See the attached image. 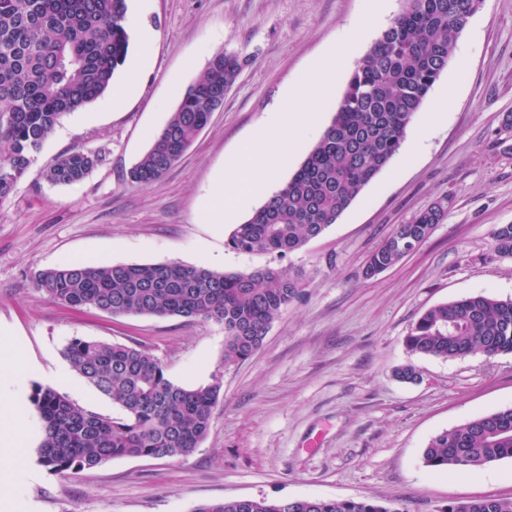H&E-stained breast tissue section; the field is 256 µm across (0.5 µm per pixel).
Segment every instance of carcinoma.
Segmentation results:
<instances>
[{"label":"carcinoma","instance_id":"carcinoma-1","mask_svg":"<svg viewBox=\"0 0 512 512\" xmlns=\"http://www.w3.org/2000/svg\"><path fill=\"white\" fill-rule=\"evenodd\" d=\"M402 12L358 59L336 112L288 183L243 223L228 246L280 257L302 248L336 223L366 185L384 170L404 140L430 89L448 66L453 46L484 0H403ZM126 0H0V207L63 117L103 97L126 60ZM240 57H211L166 125L130 170L148 186L194 143L231 87ZM97 156L72 151L44 172L52 185L82 181ZM448 207L442 199L400 224L369 256L372 278L426 241ZM494 252L512 257V224L493 231ZM36 287L74 311L111 315L202 317L224 325V365L246 361L260 348L273 320L302 293L299 275L265 267L224 273L171 264L72 265L43 270ZM409 353L441 360L471 354H512V299L477 294L426 310L405 337ZM71 369L121 413L88 410L49 386L30 396L43 421L38 464L56 475L97 468L128 457L174 459L206 438L219 402L220 382L184 386L161 361L123 344L74 338L62 350ZM512 458V407L442 432L429 442L424 464L455 471ZM312 507H284L282 499L212 501L194 512H401L363 499H310ZM444 512H512V498L452 502Z\"/></svg>","mask_w":512,"mask_h":512}]
</instances>
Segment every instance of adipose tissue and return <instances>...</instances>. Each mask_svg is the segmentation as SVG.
I'll use <instances>...</instances> for the list:
<instances>
[{"instance_id":"1","label":"adipose tissue","mask_w":512,"mask_h":512,"mask_svg":"<svg viewBox=\"0 0 512 512\" xmlns=\"http://www.w3.org/2000/svg\"><path fill=\"white\" fill-rule=\"evenodd\" d=\"M308 133V128L296 121L293 114L275 108L268 125L237 155L231 182L217 187L210 210L212 221H232L241 207L280 171ZM25 369V359L17 352L11 354L7 364H0V415L9 421L8 428L0 431V453L4 455L15 454L30 435L31 420L22 411L24 396L10 388L13 378Z\"/></svg>"}]
</instances>
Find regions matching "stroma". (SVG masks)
<instances>
[{
    "label": "stroma",
    "instance_id": "stroma-1",
    "mask_svg": "<svg viewBox=\"0 0 512 512\" xmlns=\"http://www.w3.org/2000/svg\"><path fill=\"white\" fill-rule=\"evenodd\" d=\"M130 33L115 83L135 87L66 115L0 206V360L21 349L22 381L54 386L69 371L72 338L146 349L182 385L220 380L206 439L175 459L120 458L67 476L36 462L39 433L18 461L0 463L10 496L0 512H195L241 497L374 499L403 512L512 498V459L475 467L468 480L423 463L435 435L512 407V354L443 361L410 354L405 338L428 308L485 293L512 298V258L493 250L512 224V0H484L398 154L336 224L277 257L230 249L231 225L213 224L206 201L229 176L240 146L275 106L296 107L345 28L376 13L387 28L403 0H127ZM154 40L141 51V29ZM219 51L243 60L224 106L158 181L128 179ZM456 95L444 100L448 85ZM97 154L81 182L42 176L62 154ZM449 198L430 237L372 278L363 268L396 225ZM179 263L221 272L267 266L300 274L301 298L271 323L246 362L224 363V327L204 318L73 311L34 283L47 268ZM411 363L421 379L403 382Z\"/></svg>",
    "mask_w": 512,
    "mask_h": 512
}]
</instances>
